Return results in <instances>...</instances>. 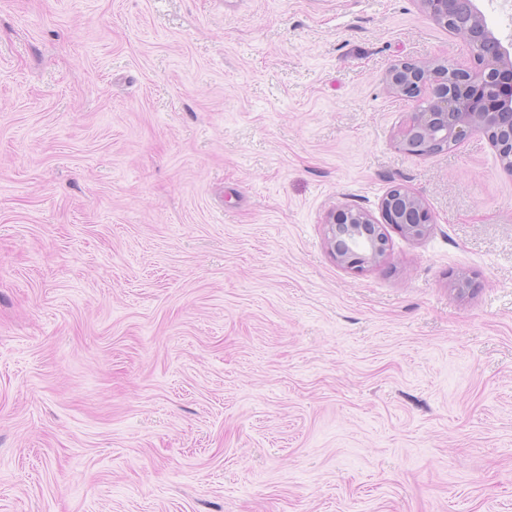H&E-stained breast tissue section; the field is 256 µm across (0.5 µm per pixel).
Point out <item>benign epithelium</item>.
<instances>
[{
    "mask_svg": "<svg viewBox=\"0 0 512 512\" xmlns=\"http://www.w3.org/2000/svg\"><path fill=\"white\" fill-rule=\"evenodd\" d=\"M456 2L421 0L436 24L469 44L473 66L402 61L385 73L391 94L418 101L400 129L398 149L423 156L480 133L512 171V52L489 28L474 0L461 20ZM380 210L384 223L407 239L424 238L433 224L423 198L402 186L383 196ZM329 224V244L340 265L360 270L383 261L388 239L370 211L346 206L329 215Z\"/></svg>",
    "mask_w": 512,
    "mask_h": 512,
    "instance_id": "7a95c632",
    "label": "benign epithelium"
}]
</instances>
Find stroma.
<instances>
[{"mask_svg":"<svg viewBox=\"0 0 512 512\" xmlns=\"http://www.w3.org/2000/svg\"><path fill=\"white\" fill-rule=\"evenodd\" d=\"M419 0H0V512H512V172L398 150ZM433 214L364 271L328 216ZM380 210L384 223L407 239L424 238L433 224V216L423 198L402 186L393 187L383 196Z\"/></svg>","mask_w":512,"mask_h":512,"instance_id":"1","label":"stroma"}]
</instances>
